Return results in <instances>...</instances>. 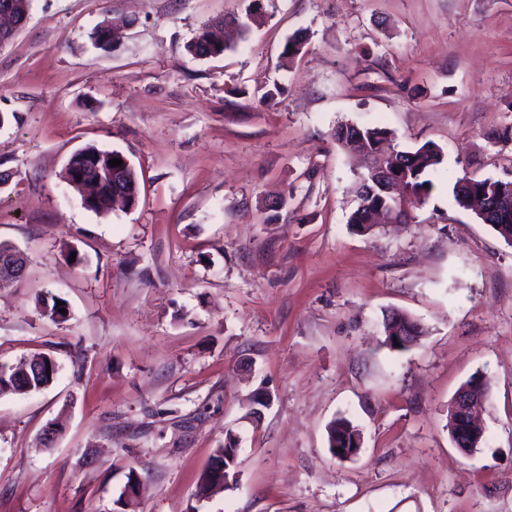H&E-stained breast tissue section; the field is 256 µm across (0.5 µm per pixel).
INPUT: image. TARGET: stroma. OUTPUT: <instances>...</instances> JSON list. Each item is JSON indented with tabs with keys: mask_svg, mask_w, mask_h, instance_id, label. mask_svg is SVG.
<instances>
[{
	"mask_svg": "<svg viewBox=\"0 0 512 512\" xmlns=\"http://www.w3.org/2000/svg\"><path fill=\"white\" fill-rule=\"evenodd\" d=\"M262 6L214 58L187 46L252 0H31L0 47V241L27 258L0 288V364L59 365L48 389L0 396V512H121L132 474L135 512H512V245L452 198L466 174L512 181V141L489 140L512 126V0ZM344 123L442 148L408 223L351 229ZM88 145L131 161L137 207L84 206L64 172ZM392 309L427 330L408 351L382 345ZM475 375L467 456L446 423ZM339 417L361 433L346 462ZM229 429L238 483L198 498ZM348 434L350 437H353L354 434H358L360 435L359 433V430L357 428H355V426L352 425V423L347 420L346 418H343V417H340V418H337V419H334L328 426V449H329V452L331 453V455L333 457H335L336 459L340 460V461H345V460H349V459H352V458H347L343 455H339L336 453L333 454V440L336 439H340V437L344 436Z\"/></svg>",
	"mask_w": 512,
	"mask_h": 512,
	"instance_id": "35a3bbf8",
	"label": "stroma"
}]
</instances>
